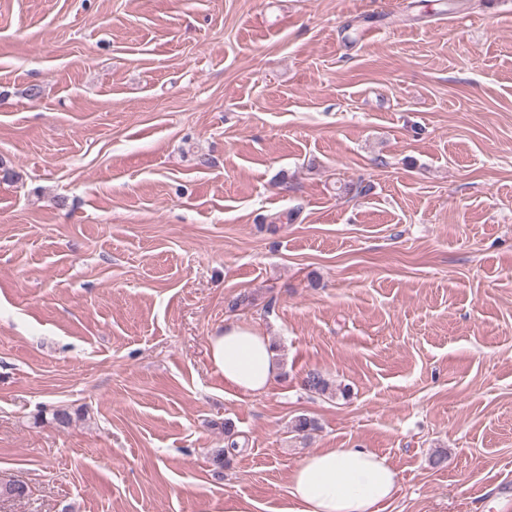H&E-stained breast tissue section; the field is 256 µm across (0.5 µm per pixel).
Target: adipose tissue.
Segmentation results:
<instances>
[{
	"mask_svg": "<svg viewBox=\"0 0 512 512\" xmlns=\"http://www.w3.org/2000/svg\"><path fill=\"white\" fill-rule=\"evenodd\" d=\"M207 354L225 389L244 397L266 393L279 372L268 337L238 322L208 340ZM399 475L370 448H326L305 457L289 477L287 512H385Z\"/></svg>",
	"mask_w": 512,
	"mask_h": 512,
	"instance_id": "ef3b65f1",
	"label": "adipose tissue"
}]
</instances>
